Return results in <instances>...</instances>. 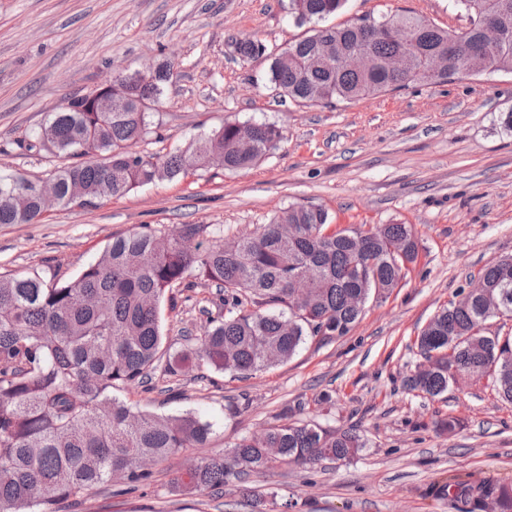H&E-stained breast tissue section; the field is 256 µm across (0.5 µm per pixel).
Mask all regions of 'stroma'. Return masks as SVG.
<instances>
[{
  "label": "stroma",
  "mask_w": 512,
  "mask_h": 512,
  "mask_svg": "<svg viewBox=\"0 0 512 512\" xmlns=\"http://www.w3.org/2000/svg\"><path fill=\"white\" fill-rule=\"evenodd\" d=\"M451 29L467 25L453 0H347L335 23L394 9ZM289 0H0V171L48 178L60 160L24 148L50 112L113 76L171 60L176 76L140 152L163 154L227 121L283 126L278 150L237 172L211 169L137 188L92 207L53 206L33 224L0 225V274L37 270L75 279L112 237L143 224L167 232L209 225L214 239L255 232L291 205L325 209L333 228H415L419 258L384 296H371L353 330L313 339L288 363L247 379L213 369L152 376L120 398L212 426L207 447L155 468L152 484L128 493L98 487L60 512H249L237 481L220 498L179 492L173 473L273 423L283 408L327 429L353 428L367 446L353 459L288 466L254 476L276 512H463L437 493L451 477L512 483V404L490 382L465 379L442 396L405 391L419 363L417 334L471 275L512 256V73L412 86L334 106L282 100L269 81L275 56L305 35ZM253 34L267 54L235 52ZM214 289L176 288L160 307L172 349L222 316ZM460 422L440 434L435 419Z\"/></svg>",
  "instance_id": "35a3bbf8"
}]
</instances>
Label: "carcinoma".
Returning a JSON list of instances; mask_svg holds the SVG:
<instances>
[{"label": "carcinoma", "instance_id": "obj_1", "mask_svg": "<svg viewBox=\"0 0 512 512\" xmlns=\"http://www.w3.org/2000/svg\"><path fill=\"white\" fill-rule=\"evenodd\" d=\"M346 0H290L311 34L273 58L270 83L277 94L308 105L354 102L411 84L440 85L463 76L512 73V0H454L468 25L440 28L406 10L354 23L327 25ZM398 24L410 44L366 28ZM502 43L470 57L485 26ZM411 50L414 63L402 74L383 67L364 73L344 58L371 53L382 61ZM242 60L265 53L255 36L236 41ZM448 56V71L433 77L427 60ZM175 64H158L155 76L134 87L116 112H94L75 95L30 135L64 160L51 175L59 204H91L135 188L174 180L189 170H210L213 148L224 151V169H248L279 148L285 130L250 123V141L239 122L192 139L164 156L137 150L152 132L151 114L173 82ZM43 207L31 179L0 173V224H32ZM319 206L291 205L252 234L208 246L206 224H183L166 233L144 224L116 236L80 275L47 282L33 270L0 275V512H58L100 485L118 481L127 492L151 484L153 467L188 448L208 445L211 425L196 416L140 410L113 391L144 384L163 367L167 376L194 365L247 378L291 360L309 338L349 334L371 294L390 292L405 276L402 256L416 260L419 240L409 224H380L361 231L330 229ZM487 285L479 294L460 289L416 336L422 361L404 388L431 398L465 376L492 375L499 397L512 403V338L485 331L487 321L512 318V262L504 258L478 271ZM216 288L224 318L213 320L179 351H162L159 307L174 287L200 282ZM365 440L353 430L327 431L288 416L255 440L245 435L195 461L172 484L211 495L229 477L247 482L283 465L306 466L355 457ZM440 494L481 512L489 498L497 512H512V485L444 483Z\"/></svg>", "mask_w": 512, "mask_h": 512}]
</instances>
